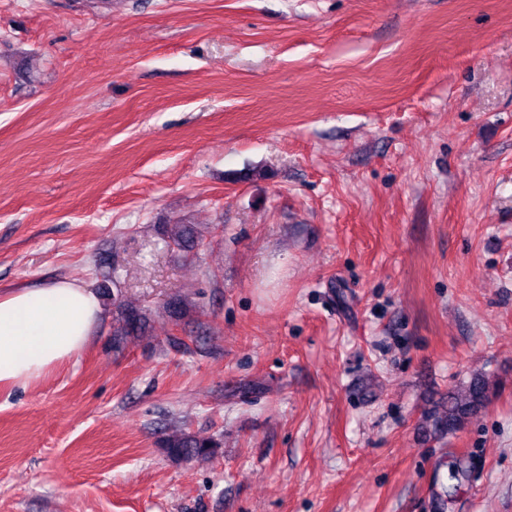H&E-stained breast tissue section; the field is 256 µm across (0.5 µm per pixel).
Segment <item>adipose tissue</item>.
Wrapping results in <instances>:
<instances>
[{
    "instance_id": "1",
    "label": "adipose tissue",
    "mask_w": 512,
    "mask_h": 512,
    "mask_svg": "<svg viewBox=\"0 0 512 512\" xmlns=\"http://www.w3.org/2000/svg\"><path fill=\"white\" fill-rule=\"evenodd\" d=\"M101 317L96 294L60 280L0 290V385H25L73 359Z\"/></svg>"
}]
</instances>
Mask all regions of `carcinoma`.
<instances>
[{
  "label": "carcinoma",
  "mask_w": 512,
  "mask_h": 512,
  "mask_svg": "<svg viewBox=\"0 0 512 512\" xmlns=\"http://www.w3.org/2000/svg\"><path fill=\"white\" fill-rule=\"evenodd\" d=\"M166 234L169 243L180 250L192 248L196 239L194 228L188 224H171ZM143 327L144 316L133 308H127L122 315V324L114 330L113 335L134 336L141 333ZM489 395L488 378L482 373H475L467 384L449 391L447 405L429 411L426 421L438 431H456L485 407ZM162 447L172 460L189 461L214 455L219 444L183 430H173L163 438Z\"/></svg>",
  "instance_id": "obj_1"
}]
</instances>
